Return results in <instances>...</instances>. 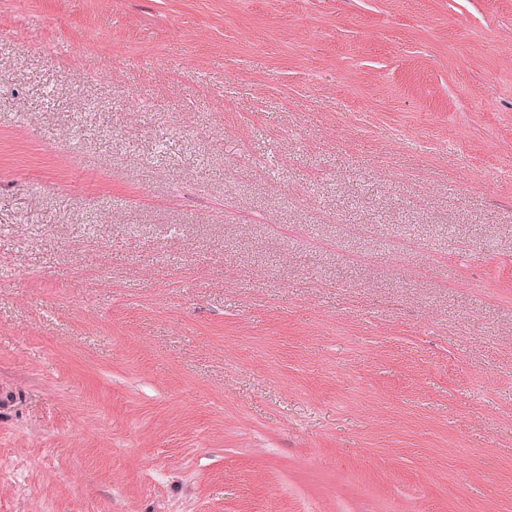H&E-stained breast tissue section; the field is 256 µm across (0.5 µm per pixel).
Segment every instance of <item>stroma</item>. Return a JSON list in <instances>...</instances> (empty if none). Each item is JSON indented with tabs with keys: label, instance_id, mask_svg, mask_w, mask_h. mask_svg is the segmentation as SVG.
<instances>
[{
	"label": "stroma",
	"instance_id": "stroma-1",
	"mask_svg": "<svg viewBox=\"0 0 512 512\" xmlns=\"http://www.w3.org/2000/svg\"><path fill=\"white\" fill-rule=\"evenodd\" d=\"M0 512H512V0H0Z\"/></svg>",
	"mask_w": 512,
	"mask_h": 512
}]
</instances>
